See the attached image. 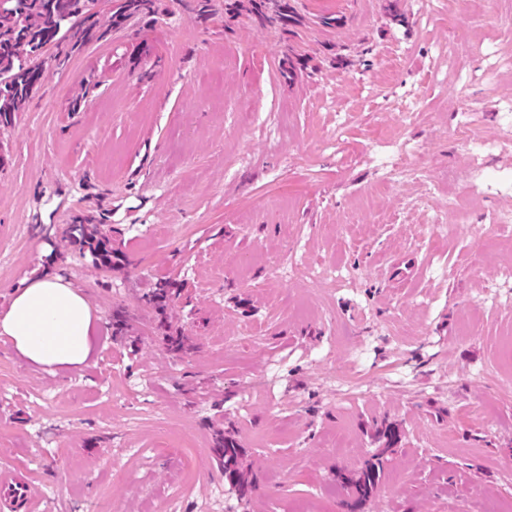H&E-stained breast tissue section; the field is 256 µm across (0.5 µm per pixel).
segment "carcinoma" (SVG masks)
<instances>
[{
	"label": "carcinoma",
	"instance_id": "cac0c4a2",
	"mask_svg": "<svg viewBox=\"0 0 512 512\" xmlns=\"http://www.w3.org/2000/svg\"><path fill=\"white\" fill-rule=\"evenodd\" d=\"M0 5V127L11 125L14 114L24 109L41 83L43 67L37 63L42 49L52 42L61 26L70 24L71 47L78 48L107 38L112 32L124 30L148 20L156 22L162 16L160 0H117L110 15L99 17L91 10L88 0H8ZM248 10L260 25L274 24L291 33L298 23L291 0H249ZM69 233L78 235L87 244L93 262L103 268L112 267V244L99 235L98 229L88 230L78 221ZM217 454L224 468V481L238 489L245 498L256 485L239 468L240 448L226 440L218 443ZM383 465L373 462L349 479L352 500L350 512L357 510L373 495L381 479Z\"/></svg>",
	"mask_w": 512,
	"mask_h": 512
}]
</instances>
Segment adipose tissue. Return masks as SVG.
I'll list each match as a JSON object with an SVG mask.
<instances>
[{
  "label": "adipose tissue",
  "mask_w": 512,
  "mask_h": 512,
  "mask_svg": "<svg viewBox=\"0 0 512 512\" xmlns=\"http://www.w3.org/2000/svg\"><path fill=\"white\" fill-rule=\"evenodd\" d=\"M0 335L29 363L53 370L87 365L98 344L91 303L59 275L30 278L0 314Z\"/></svg>",
  "instance_id": "ef3b65f1"
}]
</instances>
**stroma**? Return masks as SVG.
I'll return each instance as SVG.
<instances>
[{
	"instance_id": "1",
	"label": "stroma",
	"mask_w": 512,
	"mask_h": 512,
	"mask_svg": "<svg viewBox=\"0 0 512 512\" xmlns=\"http://www.w3.org/2000/svg\"><path fill=\"white\" fill-rule=\"evenodd\" d=\"M193 3L61 28L0 128V310L48 273L99 316L63 374L0 336V473L37 512H346L379 453L361 512H512V0H292L289 38ZM83 221H77L72 224L69 233L78 236L87 244L89 252L93 258V262L103 268L112 267V244L108 238L99 236L98 229L88 231L87 225ZM217 454L224 468V481L238 489L240 497L250 496L256 485L249 480L239 468L240 448L233 441L219 442ZM379 460L378 462L367 464L354 479L339 476L340 479L351 482L353 498L347 503V507L351 512H356L377 489L383 470L382 462H379Z\"/></svg>"
}]
</instances>
